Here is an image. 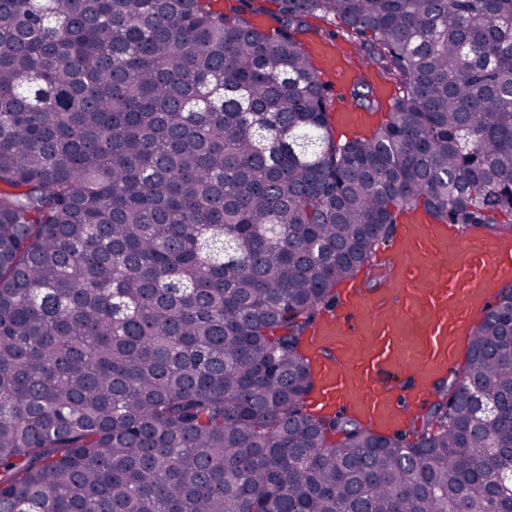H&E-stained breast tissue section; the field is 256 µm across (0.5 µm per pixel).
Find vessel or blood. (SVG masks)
<instances>
[{"label": "vessel or blood", "instance_id": "vessel-or-blood-1", "mask_svg": "<svg viewBox=\"0 0 512 512\" xmlns=\"http://www.w3.org/2000/svg\"><path fill=\"white\" fill-rule=\"evenodd\" d=\"M322 63L340 89L364 69L340 44L323 50ZM372 269L375 285L345 283L310 331L308 402L396 432L429 404L435 381L452 375L464 330L512 278V237H467L420 214L397 226L393 255Z\"/></svg>", "mask_w": 512, "mask_h": 512}]
</instances>
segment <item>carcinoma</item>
Returning a JSON list of instances; mask_svg holds the SVG:
<instances>
[{
  "label": "carcinoma",
  "mask_w": 512,
  "mask_h": 512,
  "mask_svg": "<svg viewBox=\"0 0 512 512\" xmlns=\"http://www.w3.org/2000/svg\"><path fill=\"white\" fill-rule=\"evenodd\" d=\"M215 2L0 0V512H512L506 289L411 439L302 351L401 217L512 234V0ZM322 63L324 71L331 78L336 87L331 84L330 93L336 102V88L343 89L351 80L352 76L360 71L372 73L361 62L354 50L336 42V45H328L322 52Z\"/></svg>",
  "instance_id": "carcinoma-1"
}]
</instances>
